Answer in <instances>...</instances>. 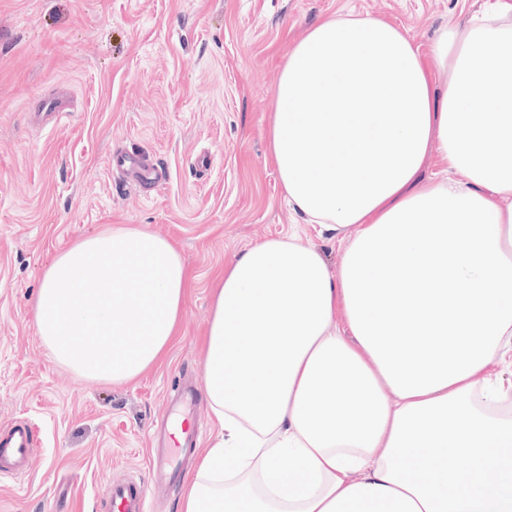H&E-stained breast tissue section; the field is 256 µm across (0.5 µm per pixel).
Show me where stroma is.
<instances>
[{"label": "stroma", "instance_id": "35a3bbf8", "mask_svg": "<svg viewBox=\"0 0 512 512\" xmlns=\"http://www.w3.org/2000/svg\"><path fill=\"white\" fill-rule=\"evenodd\" d=\"M478 0H0V425L24 421L40 452L0 476V512H100L110 481L147 479L154 423L203 377L211 288L235 254L294 233L337 264L345 246L284 198L268 151L283 58L316 20L386 21L428 55ZM167 172L132 184L116 151ZM138 226L181 252V333L135 381L80 377L34 323L49 262L77 240Z\"/></svg>", "mask_w": 512, "mask_h": 512}]
</instances>
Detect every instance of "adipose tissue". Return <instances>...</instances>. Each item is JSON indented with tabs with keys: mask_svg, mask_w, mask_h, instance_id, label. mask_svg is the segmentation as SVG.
<instances>
[{
	"mask_svg": "<svg viewBox=\"0 0 512 512\" xmlns=\"http://www.w3.org/2000/svg\"><path fill=\"white\" fill-rule=\"evenodd\" d=\"M486 0L430 52L326 17L289 51L269 149L291 207L335 232L337 266L292 236L234 256L204 364L219 437L180 512H512V26ZM439 149L461 180L424 177ZM380 156L382 177L363 170ZM188 278L135 227L59 253L38 335L79 375L129 382L172 347Z\"/></svg>",
	"mask_w": 512,
	"mask_h": 512,
	"instance_id": "1",
	"label": "adipose tissue"
}]
</instances>
